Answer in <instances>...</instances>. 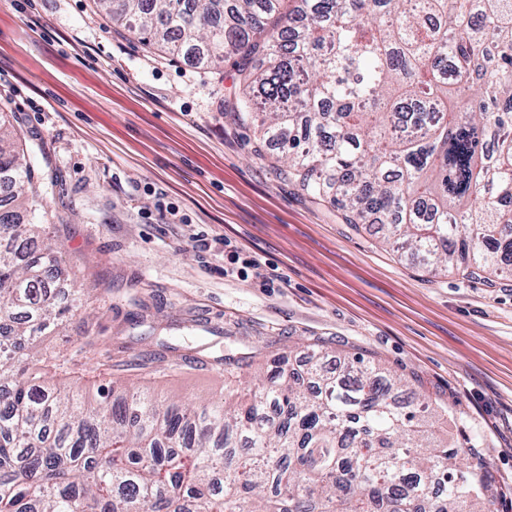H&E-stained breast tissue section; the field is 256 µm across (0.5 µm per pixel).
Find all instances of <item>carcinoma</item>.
I'll use <instances>...</instances> for the list:
<instances>
[{"instance_id":"obj_1","label":"carcinoma","mask_w":512,"mask_h":512,"mask_svg":"<svg viewBox=\"0 0 512 512\" xmlns=\"http://www.w3.org/2000/svg\"><path fill=\"white\" fill-rule=\"evenodd\" d=\"M178 59L231 55L234 111L288 174L427 269L512 271V0H98ZM0 114V512H490L484 476L433 438L443 412L360 358L266 372L245 401L182 403L84 378L24 347L89 297L59 261Z\"/></svg>"}]
</instances>
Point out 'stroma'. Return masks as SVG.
Segmentation results:
<instances>
[{
  "label": "stroma",
  "mask_w": 512,
  "mask_h": 512,
  "mask_svg": "<svg viewBox=\"0 0 512 512\" xmlns=\"http://www.w3.org/2000/svg\"><path fill=\"white\" fill-rule=\"evenodd\" d=\"M237 67L173 58L94 0H0V112L53 181L58 282L100 291L98 313L40 349L183 401L219 393L229 365L363 357L449 409L438 436L460 467L485 464L491 512H512V274L430 272L345 223L230 113ZM169 203L281 285L224 275L223 256L163 223Z\"/></svg>",
  "instance_id": "35a3bbf8"
}]
</instances>
